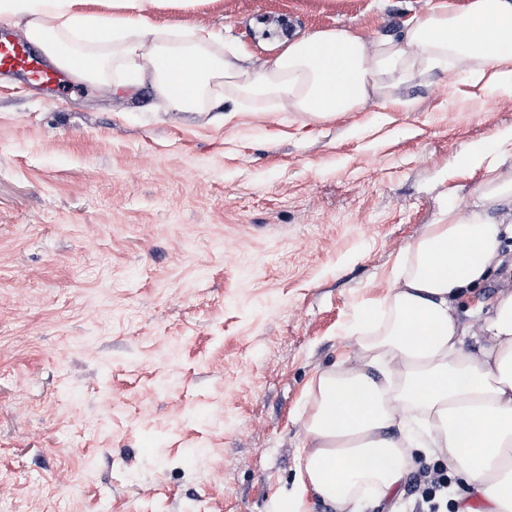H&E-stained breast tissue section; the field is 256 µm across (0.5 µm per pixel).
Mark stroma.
Masks as SVG:
<instances>
[{"label": "stroma", "mask_w": 512, "mask_h": 512, "mask_svg": "<svg viewBox=\"0 0 512 512\" xmlns=\"http://www.w3.org/2000/svg\"><path fill=\"white\" fill-rule=\"evenodd\" d=\"M210 0L167 12L253 68L330 28L375 47L437 0ZM333 120L170 112L0 73V512H267L317 372L399 254L474 210L464 160L512 93L452 68ZM512 289L501 268L458 310Z\"/></svg>", "instance_id": "1"}]
</instances>
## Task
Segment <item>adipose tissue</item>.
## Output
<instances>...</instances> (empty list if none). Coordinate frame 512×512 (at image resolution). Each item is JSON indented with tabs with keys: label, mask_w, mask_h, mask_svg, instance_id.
Wrapping results in <instances>:
<instances>
[{
	"label": "adipose tissue",
	"mask_w": 512,
	"mask_h": 512,
	"mask_svg": "<svg viewBox=\"0 0 512 512\" xmlns=\"http://www.w3.org/2000/svg\"><path fill=\"white\" fill-rule=\"evenodd\" d=\"M90 2L0 0V20L31 18L29 40L78 80L127 92L148 82L175 112L203 111L228 91L333 119L445 63L512 87V0H440L372 50L350 30H318L258 70L212 30L156 18L206 0H111L108 16L88 12ZM507 157L512 129L467 154L486 171L479 210L428 225L400 256L387 295L362 313L354 356L309 384L296 484L274 512H306L310 496L358 512L363 487L396 493L420 453L464 485L459 512H512V290L495 297L474 342L458 317L461 301L503 264L502 238H512V224L489 214L512 204V177L500 171Z\"/></svg>",
	"instance_id": "ef3b65f1"
}]
</instances>
